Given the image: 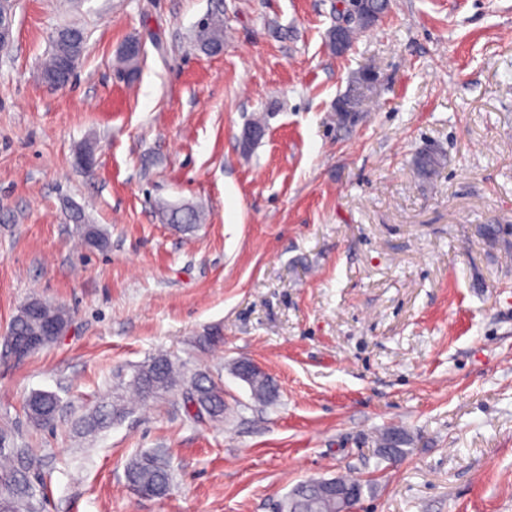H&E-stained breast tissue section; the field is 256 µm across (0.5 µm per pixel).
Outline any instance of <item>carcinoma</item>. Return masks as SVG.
<instances>
[{"mask_svg": "<svg viewBox=\"0 0 512 512\" xmlns=\"http://www.w3.org/2000/svg\"><path fill=\"white\" fill-rule=\"evenodd\" d=\"M388 0H360L359 16L343 11L349 38H354L359 28L374 24L387 10ZM86 32L75 22L66 23L53 32L51 50L43 70L49 81L61 82L65 77L58 73L59 61L66 57L79 59L85 49ZM224 45V19L220 11H214L199 23L195 34L196 48L209 54ZM442 165V158L436 153H422L416 159L418 172L429 178ZM165 221L180 229H190L201 223L202 212L198 207L186 203L159 206ZM77 224L83 225L82 236L91 248L104 249L108 241L95 224L85 223L84 216L77 211L71 215ZM45 324L68 327L69 312L60 305L39 303L31 311H18L13 317L9 330L17 336H29ZM236 374L243 377L252 390L254 399L269 403L276 396L272 379L254 368L249 361H240L234 367ZM180 390L187 403L197 405L198 412L205 413L213 421L224 419V390L221 385L203 372H188L186 369L161 355L140 365L122 389L112 393L95 412L83 421L86 432L91 433L106 427L129 413L132 398L142 401L163 399ZM59 407L58 398L48 392L32 394L26 404V416L36 427L54 422ZM406 434L388 431L380 438L378 447L381 458L401 457L408 445ZM33 453L27 448H10L0 445V512H37L39 500L36 487L29 484L28 474L35 466ZM129 483L141 493L162 498L169 492L173 476L167 451L154 448L132 458L126 468ZM340 501L318 480H309L297 485L284 499L281 512H336Z\"/></svg>", "mask_w": 512, "mask_h": 512, "instance_id": "carcinoma-1", "label": "carcinoma"}]
</instances>
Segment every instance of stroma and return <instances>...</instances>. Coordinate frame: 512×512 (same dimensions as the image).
<instances>
[{"label": "stroma", "mask_w": 512, "mask_h": 512, "mask_svg": "<svg viewBox=\"0 0 512 512\" xmlns=\"http://www.w3.org/2000/svg\"><path fill=\"white\" fill-rule=\"evenodd\" d=\"M224 13V47L194 46ZM340 0H18L0 51V429L40 460L41 512H277L298 484L372 487L355 512H512V0H390L345 54ZM87 36L47 86L50 36ZM139 38L134 81L113 67ZM377 82L354 122L338 98ZM265 116L250 151L240 137ZM94 149L91 171L75 155ZM441 150L431 179L419 153ZM204 214L181 232L158 201ZM81 210L108 238L79 243ZM494 234H484L487 225ZM67 308L54 344L5 350L29 298ZM164 354L224 389V420L180 394L92 434L79 423ZM248 360L276 400L233 375ZM53 393V426L25 402ZM402 459L376 453L387 431ZM167 449L162 498L135 455ZM126 476L129 483L144 495L166 496L173 480L166 449L154 448L132 458Z\"/></svg>", "instance_id": "stroma-1"}]
</instances>
